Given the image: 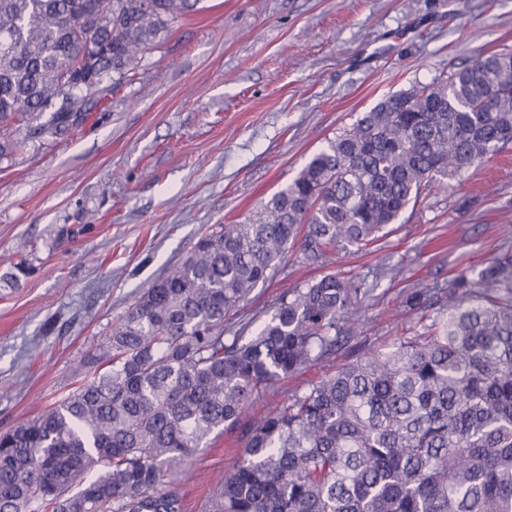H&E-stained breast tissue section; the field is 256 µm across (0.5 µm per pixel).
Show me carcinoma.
Instances as JSON below:
<instances>
[{"label": "carcinoma", "instance_id": "1", "mask_svg": "<svg viewBox=\"0 0 512 512\" xmlns=\"http://www.w3.org/2000/svg\"><path fill=\"white\" fill-rule=\"evenodd\" d=\"M200 2L0 0V157L65 132L92 86L137 68ZM511 142L512 52L361 113L151 284L72 393L0 433V512H183L168 473L357 334L369 289L328 273L286 291L252 336L224 321L293 248L316 261L366 246L426 186ZM206 512H512V254L457 276L423 332L272 405Z\"/></svg>", "mask_w": 512, "mask_h": 512}]
</instances>
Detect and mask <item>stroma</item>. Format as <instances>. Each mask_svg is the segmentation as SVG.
Returning <instances> with one entry per match:
<instances>
[{
	"instance_id": "obj_1",
	"label": "stroma",
	"mask_w": 512,
	"mask_h": 512,
	"mask_svg": "<svg viewBox=\"0 0 512 512\" xmlns=\"http://www.w3.org/2000/svg\"><path fill=\"white\" fill-rule=\"evenodd\" d=\"M512 51V0H203L76 129L0 159V432L59 403L83 360L199 238L237 224L358 113ZM512 251V144L427 187L382 236L317 262L293 250L234 324L261 325L285 289L329 272L372 285L360 333L252 408L413 335L417 287ZM25 275L14 276L15 267ZM243 427L175 472L187 512L241 456Z\"/></svg>"
}]
</instances>
